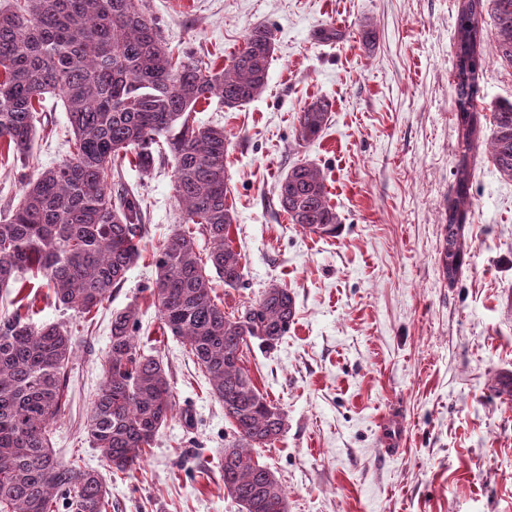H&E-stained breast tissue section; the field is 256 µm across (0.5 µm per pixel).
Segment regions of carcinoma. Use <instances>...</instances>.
<instances>
[{"label": "carcinoma", "mask_w": 512, "mask_h": 512, "mask_svg": "<svg viewBox=\"0 0 512 512\" xmlns=\"http://www.w3.org/2000/svg\"><path fill=\"white\" fill-rule=\"evenodd\" d=\"M486 11L497 27L496 57L512 66V0H461L455 95L466 151L486 63ZM273 51L272 30L258 25L226 65L176 55L143 0H11L0 8V142L21 156L30 153L36 105L47 94L62 100L75 138L68 158L25 180L19 204L0 218V289L16 271L28 270L47 280L66 309L98 311L142 256L144 196L132 188L112 194L114 175L130 152L148 173L155 153L168 149L182 223L201 226L210 247L203 254L194 233L173 232L156 250L150 296L160 329L187 342L224 405L232 432L224 493L240 512H288L285 489L254 456L283 433L285 416L256 388L242 353L254 340L267 347L279 342L294 321L295 301L273 285L235 314L216 302L213 277L240 288L245 264L229 237L235 216L224 128L200 126L192 112L213 99L236 108L262 95ZM331 109L325 98L304 106L296 117L298 139L318 136ZM492 124L491 158L512 178V101L496 106ZM469 182L463 159L443 225L440 260L450 283L467 252ZM276 202L305 231L333 237L340 229L324 174L312 163L288 168ZM34 305L25 295L17 311L0 316V512H107L112 503L100 475L75 460L61 462L50 447L49 427L67 405L77 341L60 324L31 325L20 310ZM137 332L136 308L112 314L103 381L87 422L93 447L122 473L143 461L176 403L164 364L140 351Z\"/></svg>", "instance_id": "carcinoma-1"}]
</instances>
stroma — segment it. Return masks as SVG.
Instances as JSON below:
<instances>
[{
  "instance_id": "1",
  "label": "stroma",
  "mask_w": 512,
  "mask_h": 512,
  "mask_svg": "<svg viewBox=\"0 0 512 512\" xmlns=\"http://www.w3.org/2000/svg\"><path fill=\"white\" fill-rule=\"evenodd\" d=\"M174 52L227 60L254 26L275 35L265 92L233 109L199 105L198 124L230 142L226 173L233 246L245 282L216 283L232 312L270 285L287 288L296 316L274 346L251 343L244 365L285 412L284 433L260 448L288 512H512V179L487 150L497 102L512 100V67L488 59L477 101L479 138L463 150L455 120L459 0H144ZM376 33L365 48L363 27ZM341 39L321 38L323 29ZM328 98L329 121L298 142L296 114ZM27 159L0 155V217L22 182L69 154L68 116L47 96ZM470 171V247L448 284L440 253L460 160ZM307 160L326 176L342 228L322 237L289 222L277 181ZM172 159L145 173L124 162L120 182L144 193V251L94 318L56 302L43 277L17 274L37 301L34 325L58 323L78 340L69 401L51 427L61 461L98 472L112 512H239L224 493L231 439L224 407L182 339L163 334L149 299L153 254L180 227ZM139 307L138 343L163 361L176 407L144 460L112 473L87 440L113 312ZM402 417L389 455L385 416Z\"/></svg>"
}]
</instances>
